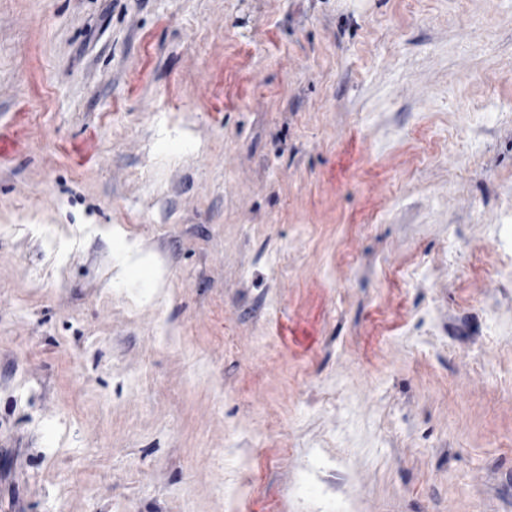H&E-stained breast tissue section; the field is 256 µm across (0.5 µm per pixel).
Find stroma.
Wrapping results in <instances>:
<instances>
[{"instance_id":"35a3bbf8","label":"stroma","mask_w":512,"mask_h":512,"mask_svg":"<svg viewBox=\"0 0 512 512\" xmlns=\"http://www.w3.org/2000/svg\"><path fill=\"white\" fill-rule=\"evenodd\" d=\"M0 138V512H512V0H0Z\"/></svg>"}]
</instances>
